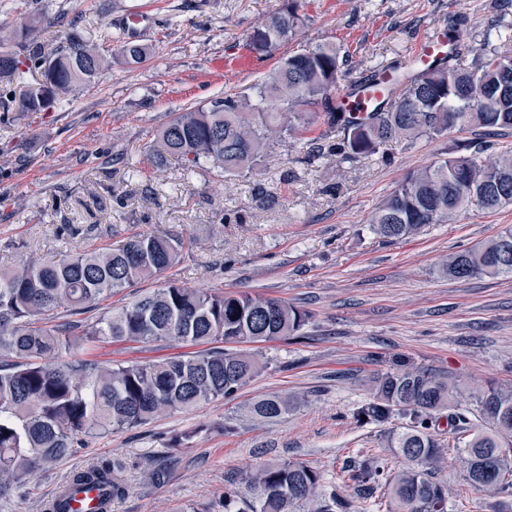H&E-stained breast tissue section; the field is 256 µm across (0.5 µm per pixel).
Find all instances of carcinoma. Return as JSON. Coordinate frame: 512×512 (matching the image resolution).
<instances>
[{
    "label": "carcinoma",
    "mask_w": 512,
    "mask_h": 512,
    "mask_svg": "<svg viewBox=\"0 0 512 512\" xmlns=\"http://www.w3.org/2000/svg\"><path fill=\"white\" fill-rule=\"evenodd\" d=\"M298 0H284L256 26L249 49L270 56L295 39L304 25ZM44 17L0 34V99L12 100L20 75L40 76L20 95L21 112H46L55 100L94 84L109 60L76 29L47 51L36 41ZM119 56L138 63L150 48L124 37ZM448 52L388 88L374 110L355 118L333 95L344 76L345 55L334 44L301 48L247 93H228L176 114L150 148L158 168L178 163L212 164L220 177L246 176L275 145L292 138L319 144L317 155L356 161L394 141L414 142L459 127L485 131L512 128V54L485 48L465 61L466 45L455 19H448ZM339 129L343 139L330 133ZM495 210L512 204V152L492 153L479 142L411 173L372 211L368 223L382 238L412 235L443 224L473 202ZM183 239L138 234L117 248L70 252L61 258L21 261L0 269V498L20 488L31 471L67 457L87 439L132 430L176 411H191L230 398L262 370L249 353H231L217 343H264L299 332L309 315L287 302L249 292H204L167 281L149 293L110 308L102 303L148 279H158L183 258ZM442 272L453 278L512 277V230L449 255ZM112 342L208 344L194 353L147 361L104 364L60 359L73 345ZM371 399L357 418L383 424L406 421L387 436L380 455L348 465L358 496L387 512H447L448 483L439 477L444 447L435 427L444 417L469 484L494 499L497 512H512V388L492 384L470 403L483 420L462 412L461 384L422 366L400 364L370 380ZM298 398L273 394L252 400L246 416L269 421L291 411ZM117 464L73 472L46 512H73L74 490H98L100 504L123 497ZM336 492H327L315 468L296 461L268 462L231 481L215 512H337Z\"/></svg>",
    "instance_id": "obj_1"
}]
</instances>
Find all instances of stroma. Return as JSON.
Instances as JSON below:
<instances>
[{
    "instance_id": "1",
    "label": "stroma",
    "mask_w": 512,
    "mask_h": 512,
    "mask_svg": "<svg viewBox=\"0 0 512 512\" xmlns=\"http://www.w3.org/2000/svg\"><path fill=\"white\" fill-rule=\"evenodd\" d=\"M282 0H0V23L34 14L47 19L40 40L54 46L71 27L114 54L124 18L150 9V46L139 64L113 62L92 88L47 112L0 111V269L26 258L118 245L140 233L188 240L184 259L163 277L216 292L247 291L310 312L301 331L245 344L267 367L235 398L164 415L132 431L93 438L38 470L0 512H43L73 470L112 460L128 491L112 512H207L229 480L258 464L292 460L318 469L326 490L364 512L344 469L379 453L394 417L363 423L355 412L370 397L369 378L400 362L458 377L466 393L512 386V278L455 279L441 274L449 254L512 228V205L472 206L452 224H432L397 239L376 235L367 219L414 170L456 154L469 141L512 149V129L482 135L455 130L391 144L387 156L344 162L309 160L298 142L276 146L255 174L217 180L181 166L155 167L150 146L175 113L226 92H245L280 58L302 45L333 43L349 53L352 84L374 72L414 67L418 43L460 22L466 43L512 52V0H301L307 22L296 41L260 57L248 74L210 69L211 59L244 47ZM228 221H221V214ZM174 342H100L71 356L148 360L189 352ZM298 393L304 404L272 423L244 420L261 395ZM190 433L187 445L172 439ZM442 476L448 512H494L467 482L447 425ZM167 461L164 482L145 474Z\"/></svg>"
}]
</instances>
